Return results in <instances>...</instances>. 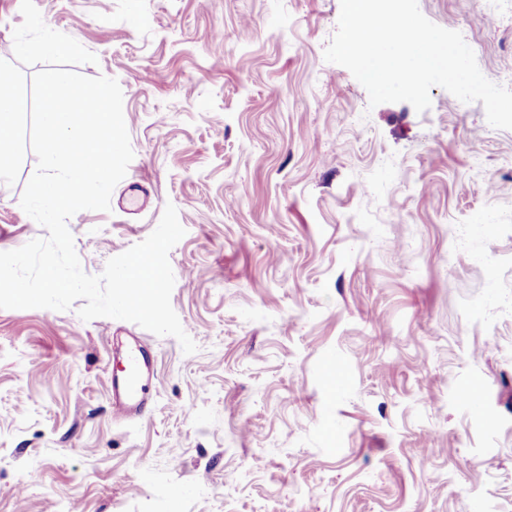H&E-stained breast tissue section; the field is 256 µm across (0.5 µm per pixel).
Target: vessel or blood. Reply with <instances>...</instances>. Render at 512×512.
Returning a JSON list of instances; mask_svg holds the SVG:
<instances>
[{
	"mask_svg": "<svg viewBox=\"0 0 512 512\" xmlns=\"http://www.w3.org/2000/svg\"><path fill=\"white\" fill-rule=\"evenodd\" d=\"M154 361L141 343L129 345L114 360L112 415L119 420L142 416L151 400Z\"/></svg>",
	"mask_w": 512,
	"mask_h": 512,
	"instance_id": "obj_1",
	"label": "vessel or blood"
}]
</instances>
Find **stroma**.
<instances>
[{
	"label": "stroma",
	"instance_id": "35a3bbf8",
	"mask_svg": "<svg viewBox=\"0 0 512 512\" xmlns=\"http://www.w3.org/2000/svg\"><path fill=\"white\" fill-rule=\"evenodd\" d=\"M34 3L95 55L78 73L118 80L125 178L151 193L69 219L81 266L101 274L173 204L171 304L198 350L0 309V512H512V130L440 87L421 113L370 106L324 59L340 0ZM418 4L489 80L512 68V12ZM36 167L0 182V251L47 235L20 206ZM119 336L157 372L123 422Z\"/></svg>",
	"mask_w": 512,
	"mask_h": 512
}]
</instances>
